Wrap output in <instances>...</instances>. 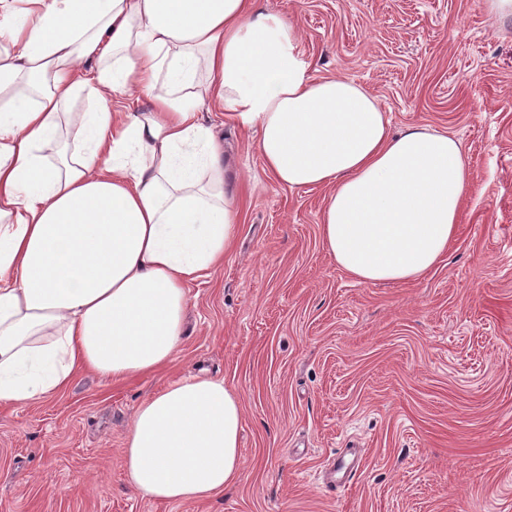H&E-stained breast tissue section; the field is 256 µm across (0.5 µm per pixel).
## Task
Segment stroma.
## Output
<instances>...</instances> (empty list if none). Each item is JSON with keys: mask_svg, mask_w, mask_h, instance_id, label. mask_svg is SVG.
<instances>
[{"mask_svg": "<svg viewBox=\"0 0 512 512\" xmlns=\"http://www.w3.org/2000/svg\"><path fill=\"white\" fill-rule=\"evenodd\" d=\"M317 77L362 85L392 131L453 134L474 173L446 263L363 284L321 243L327 195L275 184L217 104L241 223L189 288L159 370L78 375L0 405V512H512V19L484 0H261ZM206 374L240 397L242 472L200 502L142 496L123 453L139 405ZM355 451L351 483L328 490Z\"/></svg>", "mask_w": 512, "mask_h": 512, "instance_id": "stroma-1", "label": "stroma"}]
</instances>
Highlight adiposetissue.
I'll list each match as a JSON object with an SVG mask.
<instances>
[{"instance_id": "adipose-tissue-1", "label": "adipose tissue", "mask_w": 512, "mask_h": 512, "mask_svg": "<svg viewBox=\"0 0 512 512\" xmlns=\"http://www.w3.org/2000/svg\"><path fill=\"white\" fill-rule=\"evenodd\" d=\"M300 40L259 0H0V404L63 393L82 371L148 374L180 348L189 285L239 231L223 147L198 116L207 99L258 130L276 184L328 188L321 239L359 282L417 280L446 259L473 181L459 141L391 133L363 87L312 75ZM135 94L149 111L114 110ZM241 428L222 380L149 397L125 441L132 487L223 493L241 475Z\"/></svg>"}]
</instances>
